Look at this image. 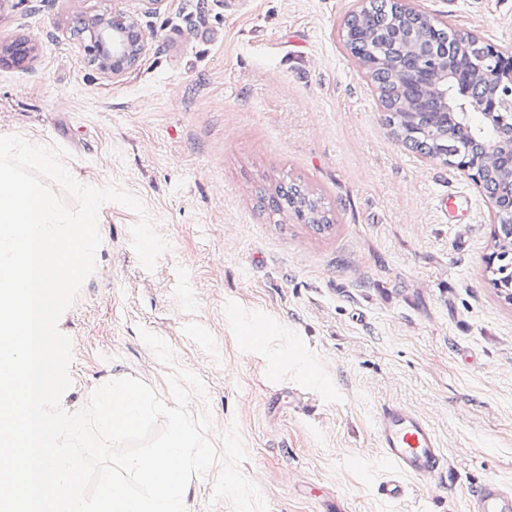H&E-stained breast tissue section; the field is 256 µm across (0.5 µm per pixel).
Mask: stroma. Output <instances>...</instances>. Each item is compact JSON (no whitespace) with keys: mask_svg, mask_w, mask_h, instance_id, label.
<instances>
[{"mask_svg":"<svg viewBox=\"0 0 512 512\" xmlns=\"http://www.w3.org/2000/svg\"><path fill=\"white\" fill-rule=\"evenodd\" d=\"M420 11L512 48V0H413ZM353 0H125L149 36L119 76L86 57L112 0H0V37L32 46L0 63V136L66 149L72 176L137 196L170 248L145 270L136 213L105 203L97 267L58 327L72 340L64 410L139 378L169 399L162 338L197 374L212 440L237 422L268 512H468L494 480L512 489V300L493 284L500 248L482 188L398 141L340 31ZM303 185L330 227L261 195ZM467 200L444 221L441 197ZM256 322L260 339L238 334ZM401 404L435 428L444 473L389 474L376 429ZM365 462L352 467V458Z\"/></svg>","mask_w":512,"mask_h":512,"instance_id":"1","label":"stroma"}]
</instances>
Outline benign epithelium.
<instances>
[{"mask_svg": "<svg viewBox=\"0 0 512 512\" xmlns=\"http://www.w3.org/2000/svg\"><path fill=\"white\" fill-rule=\"evenodd\" d=\"M148 35L126 22L122 12L112 21L90 33L84 52L100 62L101 68L115 76L125 73L147 47ZM6 52L17 67L29 62L32 47L26 41H11ZM426 63L402 73L403 93L400 108L404 120L413 122L423 116L433 123H443L448 112L457 111L460 133L474 137L468 120L473 104L487 120L493 132L490 150L497 159L495 175L504 185L501 196L488 198L490 214L497 223V235L512 240V54L471 33L454 32L452 40L441 48L425 47ZM450 163L482 184L489 172L483 159L460 153ZM499 262V278L494 286L512 299V252L507 248L493 254L490 262Z\"/></svg>", "mask_w": 512, "mask_h": 512, "instance_id": "1", "label": "benign epithelium"}]
</instances>
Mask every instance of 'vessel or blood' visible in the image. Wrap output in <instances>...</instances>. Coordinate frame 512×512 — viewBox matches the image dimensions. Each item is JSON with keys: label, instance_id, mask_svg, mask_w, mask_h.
<instances>
[{"label": "vessel or blood", "instance_id": "1", "mask_svg": "<svg viewBox=\"0 0 512 512\" xmlns=\"http://www.w3.org/2000/svg\"><path fill=\"white\" fill-rule=\"evenodd\" d=\"M377 440L384 463L396 472L395 477L377 487L384 500L404 496L405 478L426 480L445 467V453L436 430L410 408L386 407L377 427ZM470 512H512V491L496 482L486 483L474 495Z\"/></svg>", "mask_w": 512, "mask_h": 512}]
</instances>
